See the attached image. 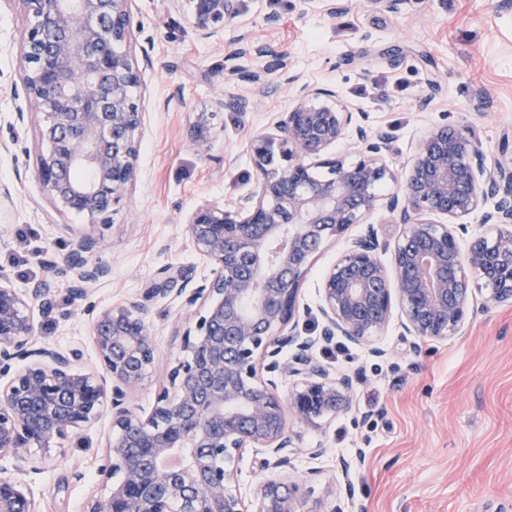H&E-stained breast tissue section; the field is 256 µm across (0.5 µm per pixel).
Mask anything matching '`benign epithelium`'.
I'll list each match as a JSON object with an SVG mask.
<instances>
[{
    "label": "benign epithelium",
    "instance_id": "obj_1",
    "mask_svg": "<svg viewBox=\"0 0 512 512\" xmlns=\"http://www.w3.org/2000/svg\"><path fill=\"white\" fill-rule=\"evenodd\" d=\"M13 2L27 20L20 38L25 98L41 115L35 176L54 203L85 216L88 226L110 224L135 177L143 127L133 94L140 73L124 50L128 0ZM186 2L195 31L211 39L224 36L241 0ZM224 106V93H216L209 110L197 113L191 141L198 153L209 151ZM345 137L355 160L330 153ZM395 140L392 129L358 121L331 90L302 87L272 129L251 139L256 190L234 208L201 204L184 225L210 275L196 283L189 269L167 266L141 297L101 309L92 331L96 371L76 367L78 347L34 342L28 309L32 302L52 307L54 282L39 280L21 294L1 275L0 460L10 457L38 473L108 412L113 434L99 472L112 487L86 512H110L117 503L126 512H356L350 486L335 491L327 506L296 482L266 480L248 501L232 489L234 463L250 455L261 471L286 468L290 421L347 407L358 374L331 371L316 358L317 348L341 340L384 356L374 337L395 308L402 335L417 340L413 348L445 340L465 323L477 279L489 290L487 300L512 301V168L488 170L466 128L438 125L399 180L386 162ZM78 170L89 177L76 179ZM385 182L397 187L381 196L376 189ZM489 199L493 208L482 222L499 225L498 232L469 235L464 219ZM379 207L402 226L391 265L381 261L386 244L367 225L322 278L319 334L302 335L294 318L314 257ZM65 231L74 237L64 258L72 295L83 300L111 267L95 257L99 241L91 232ZM168 295L181 299L194 325L183 333L185 358L143 419L128 407L156 362L143 313L146 302ZM297 375L310 384L284 398L283 378ZM33 447L45 451L41 460L31 458ZM0 512L40 510L26 486L1 477Z\"/></svg>",
    "mask_w": 512,
    "mask_h": 512
}]
</instances>
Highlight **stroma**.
Masks as SVG:
<instances>
[{
  "label": "stroma",
  "instance_id": "obj_1",
  "mask_svg": "<svg viewBox=\"0 0 512 512\" xmlns=\"http://www.w3.org/2000/svg\"><path fill=\"white\" fill-rule=\"evenodd\" d=\"M328 15L322 0H243L217 44L197 36L187 9L166 0H129V54L140 70L143 113L137 173L112 217L93 229L98 256L112 266L88 302L73 300L64 265L49 256L73 247L63 225L86 219L56 210L34 173L40 148L38 116L15 125L27 103L21 84L20 36L25 19L14 0H0V137H17L0 152V273L24 292L51 277L52 312L33 310L37 344L82 345L84 367L97 366L86 304L106 307L142 294L166 265L207 275L184 234L203 201L233 207L257 186L247 144L287 111L304 84L326 86L365 112L374 127H392L396 150L388 163L404 173L424 133L437 125L468 128L489 166H512V0H341ZM266 48L238 57L239 34ZM262 71L265 95L254 109L225 107L208 154L191 143L197 112L215 89L249 93L248 76ZM329 243L302 287L298 326L317 324L318 287L345 248ZM145 320L154 334L156 363L130 407L148 417L168 374L182 359L187 314L179 301L155 299ZM397 324L380 333L385 354L351 345L317 350L339 371L359 373L348 409L292 422L300 448L281 480H308L326 499L348 484L363 512H512V301L491 302L445 341L413 347ZM110 416L73 437L64 459L35 474L8 469L31 489L41 512H84L89 497H106L111 483L97 472ZM324 447L314 458L310 449Z\"/></svg>",
  "mask_w": 512,
  "mask_h": 512
}]
</instances>
